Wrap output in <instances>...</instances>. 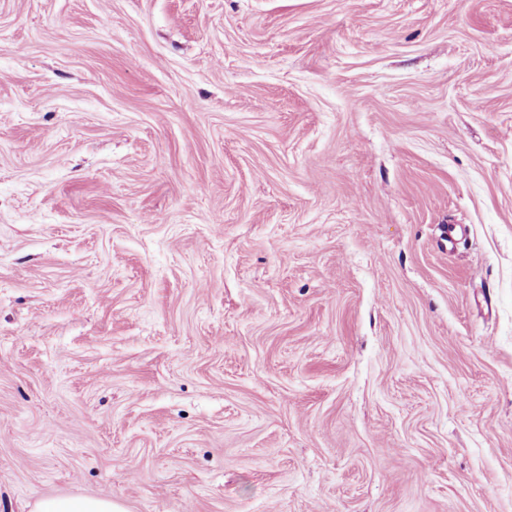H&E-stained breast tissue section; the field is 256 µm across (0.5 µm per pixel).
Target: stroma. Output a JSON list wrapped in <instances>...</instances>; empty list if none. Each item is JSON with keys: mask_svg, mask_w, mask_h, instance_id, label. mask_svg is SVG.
Instances as JSON below:
<instances>
[{"mask_svg": "<svg viewBox=\"0 0 512 512\" xmlns=\"http://www.w3.org/2000/svg\"><path fill=\"white\" fill-rule=\"evenodd\" d=\"M61 495L512 512V0H0V512Z\"/></svg>", "mask_w": 512, "mask_h": 512, "instance_id": "obj_1", "label": "stroma"}]
</instances>
